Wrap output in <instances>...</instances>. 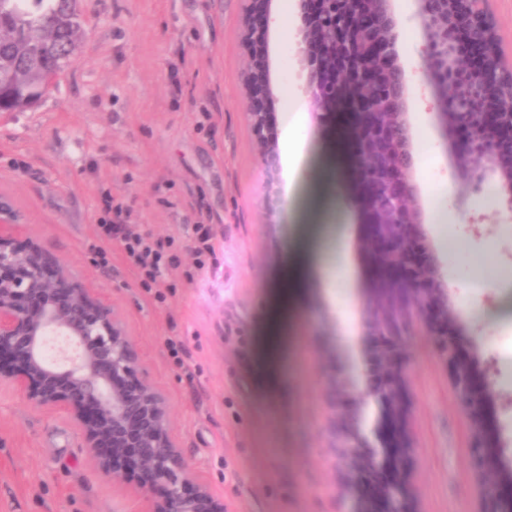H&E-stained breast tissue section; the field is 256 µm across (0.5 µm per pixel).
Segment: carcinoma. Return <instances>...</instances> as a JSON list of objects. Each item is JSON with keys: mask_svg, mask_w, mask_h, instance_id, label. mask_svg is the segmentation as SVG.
<instances>
[{"mask_svg": "<svg viewBox=\"0 0 512 512\" xmlns=\"http://www.w3.org/2000/svg\"><path fill=\"white\" fill-rule=\"evenodd\" d=\"M79 0H0V112H22L47 95L78 58Z\"/></svg>", "mask_w": 512, "mask_h": 512, "instance_id": "1", "label": "carcinoma"}]
</instances>
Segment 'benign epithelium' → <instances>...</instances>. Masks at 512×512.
<instances>
[{
    "instance_id": "7a95c632",
    "label": "benign epithelium",
    "mask_w": 512,
    "mask_h": 512,
    "mask_svg": "<svg viewBox=\"0 0 512 512\" xmlns=\"http://www.w3.org/2000/svg\"><path fill=\"white\" fill-rule=\"evenodd\" d=\"M427 41L418 65L435 94L444 133L464 129L465 164L456 177L481 194L500 177L512 211V150L488 128L512 130V94L489 92L512 77L488 0H417ZM306 50L307 92L325 108L344 100L354 117L357 183L381 269L366 349L371 382L336 410L341 392L325 395L328 452L339 470L344 512H413V488L400 469L407 451L399 338L400 305L412 301L440 359L450 367L458 402L471 423L472 460L481 476L478 512H512V468L489 447L483 408L493 381L478 377L466 349L478 343L454 310L448 280L424 233L413 177L406 68L399 63L400 20L390 0H297ZM274 0H246L242 40L250 49L244 108L263 178L268 224L285 206L279 146L270 106L276 98L268 44ZM20 216L0 197V390L67 415L87 456L112 485L136 477L133 494L149 512H225L224 500L200 478L173 436L168 398L147 377L122 314L75 278L67 263L38 242L17 244ZM382 403L396 444L383 458L366 451L355 428L367 400Z\"/></svg>"
}]
</instances>
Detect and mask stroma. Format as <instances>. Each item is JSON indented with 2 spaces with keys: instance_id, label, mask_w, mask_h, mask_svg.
<instances>
[{
  "instance_id": "35a3bbf8",
  "label": "stroma",
  "mask_w": 512,
  "mask_h": 512,
  "mask_svg": "<svg viewBox=\"0 0 512 512\" xmlns=\"http://www.w3.org/2000/svg\"><path fill=\"white\" fill-rule=\"evenodd\" d=\"M244 0H79L80 53L57 87L23 112L0 113V196L34 240L119 309L148 379L162 388L172 430L226 512H333L327 454L330 384L361 389L368 316L378 272L362 242L352 115L327 120L304 88L302 20L278 0L269 41L278 88L271 123L286 201L266 227L262 174L244 115L249 58ZM398 54L412 64L425 43L415 0H392ZM408 121L424 229L452 301L479 339L480 370L494 390L490 430H512V212L500 184L473 195L456 179L460 144L445 139L431 93L408 74ZM122 223L150 232L178 267L157 293L99 224L107 203ZM214 250L198 273L192 227ZM305 261L298 290L287 266ZM408 412L403 478L416 512H476L468 418L450 369L434 353L413 305L400 319ZM279 351L276 392L257 382L267 345ZM134 477L112 487L89 462L62 413L0 392V512H147Z\"/></svg>"
}]
</instances>
